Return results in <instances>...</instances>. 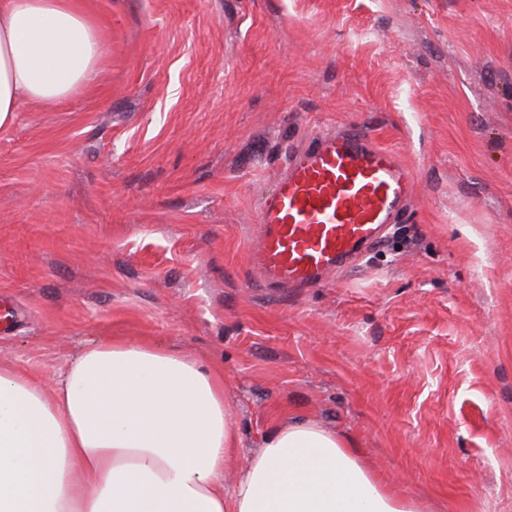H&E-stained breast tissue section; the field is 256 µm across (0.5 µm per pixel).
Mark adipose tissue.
Segmentation results:
<instances>
[{"label": "adipose tissue", "mask_w": 512, "mask_h": 512, "mask_svg": "<svg viewBox=\"0 0 512 512\" xmlns=\"http://www.w3.org/2000/svg\"><path fill=\"white\" fill-rule=\"evenodd\" d=\"M103 42L81 0H0V127L83 90ZM239 451L223 376L180 352L95 341L50 395L0 365V512H424L312 422Z\"/></svg>", "instance_id": "adipose-tissue-1"}]
</instances>
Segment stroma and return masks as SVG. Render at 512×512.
I'll list each match as a JSON object with an SVG mask.
<instances>
[{
  "label": "stroma",
  "mask_w": 512,
  "mask_h": 512,
  "mask_svg": "<svg viewBox=\"0 0 512 512\" xmlns=\"http://www.w3.org/2000/svg\"><path fill=\"white\" fill-rule=\"evenodd\" d=\"M89 87L0 128V363L53 387L87 343L224 376L241 461L335 431L428 512H512V0H86ZM395 151L415 197L318 288L248 258L317 129Z\"/></svg>",
  "instance_id": "obj_1"
}]
</instances>
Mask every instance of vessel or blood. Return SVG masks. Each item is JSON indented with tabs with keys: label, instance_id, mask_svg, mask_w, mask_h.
Segmentation results:
<instances>
[{
	"label": "vessel or blood",
	"instance_id": "obj_1",
	"mask_svg": "<svg viewBox=\"0 0 512 512\" xmlns=\"http://www.w3.org/2000/svg\"><path fill=\"white\" fill-rule=\"evenodd\" d=\"M412 183L395 152L361 128L314 135L291 152L274 190L261 198L253 268L272 283L320 285L395 223Z\"/></svg>",
	"mask_w": 512,
	"mask_h": 512
}]
</instances>
